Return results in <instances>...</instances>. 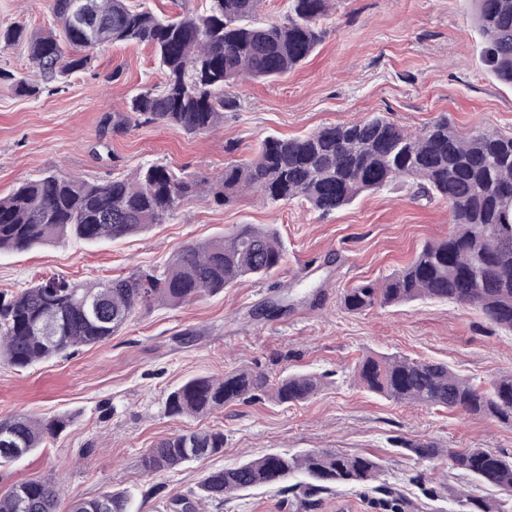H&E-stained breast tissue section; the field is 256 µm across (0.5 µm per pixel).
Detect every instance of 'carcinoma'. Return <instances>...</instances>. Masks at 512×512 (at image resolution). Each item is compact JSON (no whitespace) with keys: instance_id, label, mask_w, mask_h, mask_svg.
<instances>
[{"instance_id":"1","label":"carcinoma","mask_w":512,"mask_h":512,"mask_svg":"<svg viewBox=\"0 0 512 512\" xmlns=\"http://www.w3.org/2000/svg\"><path fill=\"white\" fill-rule=\"evenodd\" d=\"M72 0H47L59 28L29 34L0 27V50L22 46L34 76L0 68V83L33 96L90 67L91 49L117 43L149 46L163 81L112 113V130L144 124L176 127L189 135L216 130L224 114L240 107L226 91L240 79L274 80L306 62L323 41L322 20L331 0H288L284 18L258 21L262 0H206L199 13L185 7L160 18L131 0H85L89 23L71 20ZM480 58L499 83L512 87V0H472ZM403 183L414 200L448 203L453 231L426 242L404 267L380 280L345 289L340 304L359 314L375 306L422 300L477 310L493 327L512 333V133L464 135L440 117L411 134L381 114L355 123L322 126L307 135L264 136L254 156L230 163L212 181L156 163L108 181L48 173L0 197V252L25 251L58 240L115 241L172 219L197 198L231 205L247 196L264 203L304 202L328 214L365 193ZM286 247L267 227L241 224L204 242L189 243L161 269L76 283L64 279L0 294V364L25 369L109 340L136 314L157 306L180 307L224 292L239 282L262 281L283 265ZM367 391L388 401L446 409L512 427V371L484 388L448 364L398 353H372L354 367ZM324 386L323 377L288 371L275 379L239 368L222 377L198 375L166 396L171 416L199 418L225 406L261 400L299 404ZM66 426L25 414L0 419V467L43 447ZM420 463L448 457V465L498 497L468 490L450 496L456 512H512V458L487 448H440L432 441L401 444ZM224 431L198 429L165 437L141 459L145 474L174 470L219 454ZM380 460L333 448L272 452L208 472L197 491L169 503L197 512L205 502L261 486L297 489L300 507L315 512L319 495L338 486L381 489ZM296 483L290 485L288 481ZM62 489L51 479H31L0 492V512H61ZM67 512H132L125 489L77 498Z\"/></svg>"}]
</instances>
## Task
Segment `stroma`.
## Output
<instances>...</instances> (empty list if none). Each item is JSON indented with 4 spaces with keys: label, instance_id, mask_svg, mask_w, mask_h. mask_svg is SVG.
Here are the masks:
<instances>
[{
    "label": "stroma",
    "instance_id": "35a3bbf8",
    "mask_svg": "<svg viewBox=\"0 0 512 512\" xmlns=\"http://www.w3.org/2000/svg\"><path fill=\"white\" fill-rule=\"evenodd\" d=\"M39 33L54 27L45 0H0V26ZM316 52L287 75L233 85L238 111L207 134L159 125L108 132L106 115L162 81L151 49L117 44L93 52L91 66L63 87L23 96L0 83V197L43 173L109 180L146 163L217 179L226 164L251 158L268 134L298 136L381 113L410 133L444 116L459 132H512V88L485 72L476 48L471 0H335ZM241 224L275 228L287 249L271 278L243 281L179 308L155 307L105 343L22 370L0 365V418H66L45 448L0 468V490L52 479L65 499L129 490L135 512H166L168 500L196 488L214 469L270 452L335 448L369 453L383 466L385 489L403 512H451L452 487L496 497L469 484L447 460L417 463L400 444L430 440L442 448H488L512 455V428L488 418L397 404L364 390L355 363L371 352L448 363L488 383L512 370V334L477 311L448 302L345 311L340 295L362 280L402 268L428 241L452 229L448 205L412 199L405 187L367 193L323 216L296 201L253 198L224 207L185 203L163 224L116 242L47 243L0 253V292L58 277L92 282L163 265L180 246ZM278 377L287 369L323 375L313 399L288 406L240 403L189 419L164 411L185 379L235 368ZM220 428L222 454L154 476L142 455L183 430ZM204 512H288L277 488L234 495ZM318 512H384L378 494L357 487L325 493Z\"/></svg>",
    "mask_w": 512,
    "mask_h": 512
}]
</instances>
